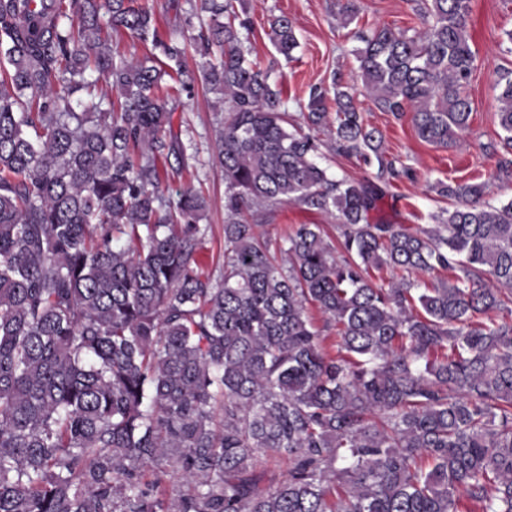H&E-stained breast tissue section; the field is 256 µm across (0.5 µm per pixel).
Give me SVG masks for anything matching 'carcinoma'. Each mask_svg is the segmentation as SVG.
Instances as JSON below:
<instances>
[{
  "instance_id": "carcinoma-1",
  "label": "carcinoma",
  "mask_w": 512,
  "mask_h": 512,
  "mask_svg": "<svg viewBox=\"0 0 512 512\" xmlns=\"http://www.w3.org/2000/svg\"><path fill=\"white\" fill-rule=\"evenodd\" d=\"M187 2L164 39L140 0H0V512H512V200L440 180L435 225L370 223L410 168L343 73L298 121L242 0ZM412 2L419 26L360 35L355 79L446 147L473 113L471 0ZM357 13L338 0L343 26ZM122 34L152 51L119 55ZM270 40L299 47L285 15ZM190 47L224 172L216 277L195 260L207 199L164 196L157 166L186 152L166 103L193 92ZM495 89L509 178L512 68ZM327 126L375 180L328 173ZM286 203L336 240L260 232Z\"/></svg>"
}]
</instances>
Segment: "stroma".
Returning a JSON list of instances; mask_svg holds the SVG:
<instances>
[{
	"instance_id": "1",
	"label": "stroma",
	"mask_w": 512,
	"mask_h": 512,
	"mask_svg": "<svg viewBox=\"0 0 512 512\" xmlns=\"http://www.w3.org/2000/svg\"><path fill=\"white\" fill-rule=\"evenodd\" d=\"M358 18L350 27L336 24V0H248L251 31V58L270 70L271 80L281 92L291 114H299L298 97L309 85L330 84L334 71L352 76L357 71L356 51L360 46L355 31H370L376 25L395 28L418 26L410 0H356ZM287 15L294 23L299 46L292 59L278 54L269 38V22ZM512 0H471L469 43L476 53L475 70L468 93L473 105L471 126L466 134L448 147L439 148L420 141L410 119H395L380 111L358 90L357 104L364 120L384 135L388 154L400 157L411 169L410 176L396 180L389 188L377 213L378 218L405 227H424L440 209L451 207V200L432 191L439 179L485 184L486 201L492 204L512 200V181L498 178L496 165L502 155L498 125V72L512 68ZM202 60L188 52L185 65L195 78L193 95H179L167 102L171 112L169 131L186 143L184 161L161 160L162 187L177 190L190 185L207 197L210 210L205 218L211 231L196 259L207 274L219 275L224 253V174L213 162L211 145L214 118L208 106L209 95L198 77ZM327 218L301 204H286L274 214L262 232L282 237L300 224H323Z\"/></svg>"
}]
</instances>
